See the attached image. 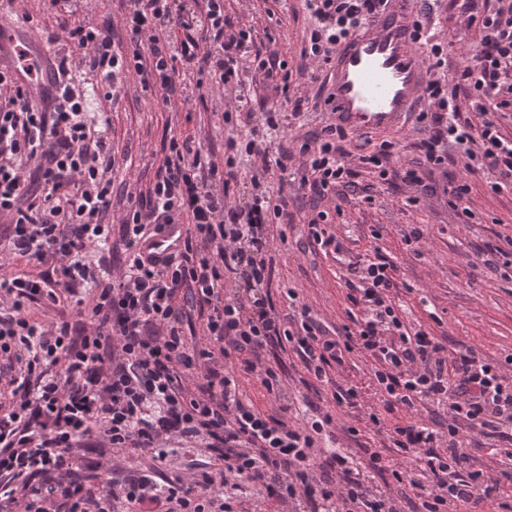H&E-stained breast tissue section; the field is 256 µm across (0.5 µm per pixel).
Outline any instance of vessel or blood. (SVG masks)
I'll use <instances>...</instances> for the list:
<instances>
[{"label":"vessel or blood","mask_w":512,"mask_h":512,"mask_svg":"<svg viewBox=\"0 0 512 512\" xmlns=\"http://www.w3.org/2000/svg\"><path fill=\"white\" fill-rule=\"evenodd\" d=\"M414 18L391 0L387 10L343 43L327 70L330 110L353 132L380 131L409 122L424 99L426 66L415 51ZM0 61L18 72L32 96L54 90V60L23 17L0 25ZM183 228L165 225L141 244L145 256L162 260L183 245Z\"/></svg>","instance_id":"b4317fda"}]
</instances>
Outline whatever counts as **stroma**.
Segmentation results:
<instances>
[{
    "instance_id": "35a3bbf8",
    "label": "stroma",
    "mask_w": 512,
    "mask_h": 512,
    "mask_svg": "<svg viewBox=\"0 0 512 512\" xmlns=\"http://www.w3.org/2000/svg\"><path fill=\"white\" fill-rule=\"evenodd\" d=\"M24 7L37 22V35L57 30L62 22L89 21L111 25L116 46L125 48L129 38L119 20L125 11L123 0H82L75 14L48 9L44 0H26ZM409 11H430L443 39L449 40L445 70L461 66L470 49L477 46L479 34L466 28L461 0H409ZM225 14L231 22H243L254 29V47L266 52L276 50L290 73L287 94L278 103L292 111L297 97L308 98L307 109L299 122L286 128L284 146L320 132L329 116L323 105L325 72L303 54V48L315 26V20L303 0H224ZM114 100L109 117L112 123V209L121 212L126 195L145 189L155 173L171 137L189 135L216 160L225 157L224 142L228 136L246 140L250 132L243 126H231L223 120L225 110L234 109V97L215 91L205 98L189 100L171 109L164 107L152 91L146 90L137 75L119 78L113 87ZM424 134L413 124L373 134V143L387 140L398 152L395 166L417 167L425 184L436 193L410 204V187L401 180L385 184L371 183L368 175L357 178L359 185H371L373 202L360 195L347 194L338 199H316L310 190L292 186L288 189V216L277 224L280 238L270 243L273 261L269 285L271 299L280 313L288 311V289L298 291L301 299L328 333H335L348 321L346 311V279L349 277L344 256L310 245L306 234L308 220L317 212H326L327 224L344 240L352 253H366L380 247L386 255L391 275L397 285L395 303L416 326H423L435 336L444 338L449 351L473 349L480 358L505 363L512 376V266H486L492 250H512V192H492L478 175L466 176L458 149L448 152L450 161L442 167L424 166L419 144ZM468 178L471 185L469 206L474 213L471 223H460L449 208L441 189L447 181ZM424 227L426 241L421 252H413L404 237L413 228ZM284 370L281 395L272 397L259 382L240 378L246 398L262 410L273 411L278 405L289 408L292 423L314 421L317 411L334 409V433H323L319 440L322 457L340 453L361 460L366 448L382 449L390 460H398L389 449L388 433L408 418L434 424L448 416L445 407L427 403L414 413L400 410L387 416L381 425L368 418L375 396L369 385L370 364L355 355H347L343 365L332 367L330 375L337 382L357 384L363 393L358 407H333L329 384L305 380V371L293 351L281 352ZM353 426L357 436L345 434ZM468 468L480 469L497 481L501 491L512 495V452L505 448H468ZM214 460L202 448H173L167 460L154 463L150 455L133 452L122 455L120 468L141 471L159 468L164 477L174 479L190 471L212 467Z\"/></svg>"
}]
</instances>
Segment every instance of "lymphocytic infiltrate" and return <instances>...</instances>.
<instances>
[{
	"mask_svg": "<svg viewBox=\"0 0 512 512\" xmlns=\"http://www.w3.org/2000/svg\"><path fill=\"white\" fill-rule=\"evenodd\" d=\"M122 23L131 52L116 48L111 26L90 23L49 32L57 46L56 93L37 104L0 68V220L15 257L46 266L40 276L0 274V512H239L242 482L290 512H401L396 499L368 485L363 472H390L416 496L411 512H459L463 503L498 498L500 488L466 469L465 441L476 431L512 446V379L473 352L452 353L436 336L408 327L393 298L395 283L380 251L350 261L349 322L326 334L296 292L300 318L289 326L259 287L271 281L267 230L287 207L272 189L275 172L297 162L299 186L325 197L349 186L357 169L396 178L419 189L418 170L391 166L390 142L349 152L345 128L330 123L297 152L248 141L257 156L250 182L238 184L234 159L218 163L193 137H174L147 190L128 197L120 214L126 254L119 268L88 253L104 249L112 203L107 173L109 117L93 130L84 114L88 97L112 101L118 75L142 76L164 105L185 101L188 89L245 92L240 62L251 55L252 30L230 23L224 0H128ZM389 0H305L317 27L309 54L328 64L353 32L376 19ZM467 27L478 48L454 73L453 91L435 75L445 64L429 14L415 16V42L431 48L426 105L416 123L426 161L440 166L448 146L461 150L465 168L483 173L494 192L512 187V135L500 121L512 107V0L470 8ZM166 224L185 227L180 251L157 262L139 245ZM242 276L248 294L227 291V275ZM69 303L74 321L43 322L30 307ZM206 306L205 342L192 343L183 326L185 303ZM289 345L308 373L327 381L333 365L354 354L371 364L379 400L370 419L433 402L448 409L439 431L419 422L389 435L401 460L386 465L381 449H364V468L335 454L317 473V437L332 426L325 412L310 425L255 408L239 389L254 377L267 393L279 389L278 368L264 349ZM96 439L103 453L89 467L79 454ZM208 449L216 470L174 480L150 469L101 485L114 471L111 455L131 450L165 461L172 445ZM420 472L412 478L402 459Z\"/></svg>",
	"mask_w": 512,
	"mask_h": 512,
	"instance_id": "f902f5d3",
	"label": "lymphocytic infiltrate"
}]
</instances>
